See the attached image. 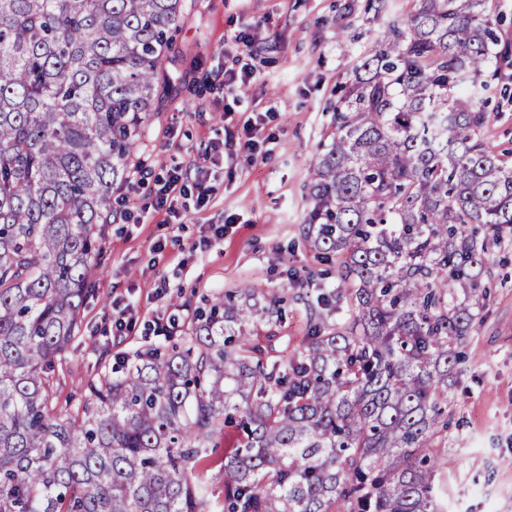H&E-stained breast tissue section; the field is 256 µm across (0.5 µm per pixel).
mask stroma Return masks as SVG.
I'll list each match as a JSON object with an SVG mask.
<instances>
[{
	"mask_svg": "<svg viewBox=\"0 0 512 512\" xmlns=\"http://www.w3.org/2000/svg\"><path fill=\"white\" fill-rule=\"evenodd\" d=\"M415 0H190L175 36L178 62L158 99L131 162L140 179L116 190L96 289L81 309L68 362L58 371L60 414L76 413L86 383L102 363L164 343L157 324L191 326L196 306L242 283L288 291L290 304L275 343L298 350L304 299L323 280L303 237L312 208L311 169L329 143L330 117L351 82L354 65L373 48L388 20L406 18ZM248 37L240 51L236 36ZM251 71L249 94L230 101L220 75ZM233 112H226V105ZM482 139L512 151V104L490 94ZM262 118L257 149L238 147L241 115ZM233 156L212 167L217 192L197 205L179 197L174 224L153 218L159 180L187 168L217 143ZM223 226V237L213 235ZM484 321L469 336L465 370L448 390V512H512V246L496 250ZM130 328L114 336V306ZM236 432L217 433L201 469L210 491H224V458Z\"/></svg>",
	"mask_w": 512,
	"mask_h": 512,
	"instance_id": "1",
	"label": "stroma"
}]
</instances>
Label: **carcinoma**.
Wrapping results in <instances>:
<instances>
[{
    "instance_id": "1",
    "label": "carcinoma",
    "mask_w": 512,
    "mask_h": 512,
    "mask_svg": "<svg viewBox=\"0 0 512 512\" xmlns=\"http://www.w3.org/2000/svg\"><path fill=\"white\" fill-rule=\"evenodd\" d=\"M486 2L418 0L354 68L304 224L336 283L296 354L271 344L288 292L246 285L62 417L185 0H0V512H444L443 407L512 237V161L480 136L484 72L512 80ZM229 425L220 504L199 462Z\"/></svg>"
}]
</instances>
